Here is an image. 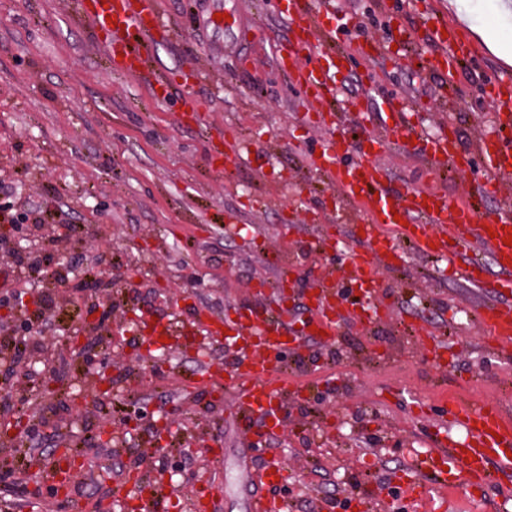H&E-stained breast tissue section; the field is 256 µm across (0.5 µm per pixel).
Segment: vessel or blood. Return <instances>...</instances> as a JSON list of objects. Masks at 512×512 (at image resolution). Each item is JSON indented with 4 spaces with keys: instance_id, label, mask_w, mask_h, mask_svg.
Returning <instances> with one entry per match:
<instances>
[{
    "instance_id": "vessel-or-blood-1",
    "label": "vessel or blood",
    "mask_w": 512,
    "mask_h": 512,
    "mask_svg": "<svg viewBox=\"0 0 512 512\" xmlns=\"http://www.w3.org/2000/svg\"><path fill=\"white\" fill-rule=\"evenodd\" d=\"M78 8L95 32L106 35L103 48L113 71L128 76L147 74L145 52L163 25L159 0H78ZM285 14L290 37L280 47L282 61L303 53L316 55L312 65L293 67L291 74L303 92L302 112L323 131L321 153L311 156L309 165L336 184L341 203L358 209L366 247L348 253L346 282L351 298L336 291L332 274H324L311 301L306 328L290 327L284 307H242L224 317L202 309L195 315L191 334L223 338L239 346L227 371L205 360L198 361L197 370L224 376L225 390L242 420L270 416L273 401L285 394L284 354L301 351L314 329L332 337L341 320L349 318L366 326L378 318L373 308L378 266L388 260L403 263L410 251L455 260L456 276L489 295L477 312V322L493 350L512 349V246L503 243L512 232V206L503 205L497 216L488 220L481 204L482 199L501 196L505 183L512 181V70H491L484 82L501 133L480 137L476 143L475 155L481 164L479 198L454 202L434 188L400 191L392 187L389 174L378 161L385 147L391 143L416 146L433 173L458 172L465 156L457 148L455 130L437 136L419 131L409 122L407 100L401 94L382 104L359 94L348 99L346 112L329 109V101L336 97L337 76L352 57L370 60L378 57L381 49L367 42L352 55L334 50L340 26L332 0H321L316 11L289 0ZM398 36L406 43L423 40L436 46L435 67L448 75L461 62L480 56L453 23L426 8L418 25L399 27ZM351 116L362 128V137L356 142L344 130ZM490 263L499 271L497 279L488 277L486 266ZM439 405L466 431L463 443L449 445L422 462L423 468L437 473L443 485L454 486L461 476L468 483L485 485L491 481L493 469L512 467V417L492 405L472 406L445 396Z\"/></svg>"
}]
</instances>
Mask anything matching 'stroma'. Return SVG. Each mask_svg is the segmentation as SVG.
<instances>
[{
  "label": "stroma",
  "instance_id": "stroma-1",
  "mask_svg": "<svg viewBox=\"0 0 512 512\" xmlns=\"http://www.w3.org/2000/svg\"><path fill=\"white\" fill-rule=\"evenodd\" d=\"M77 0H0V208L39 213L58 250L88 277L104 268L135 267L132 287L120 283L97 291L61 288L53 296V327L46 345L66 360L59 385L44 387L28 377L11 386V401L36 391L45 416L57 428L33 434L30 450L0 441V464L11 473L0 485V512H94L106 504L125 512L137 486L120 484L119 471L137 467L143 483L156 484L159 467L181 471L166 484V496L143 501L141 512H192L197 491L214 493L206 512H250L243 490L251 472L278 461L290 477L261 487L283 500L286 512H355L357 499L383 487L387 512H427L396 486L406 464L430 451L436 430L453 440L466 432L440 410L417 415L419 401L447 394L462 403L496 405L512 414V353L491 350L474 318L485 293L448 272L444 260L412 258L380 268L377 304L387 316L364 327L349 322L331 343L312 339L287 358L289 384L303 387L289 398L275 433L263 422L242 425L226 402L208 398V380L194 372L195 358L166 352L162 367L141 358L137 336L92 335L112 373V400L105 406L69 404L70 393L92 390L84 355L66 341L94 301L112 306L108 328L125 322L126 306L141 304L159 320L179 327L196 309L222 315L241 306L261 309L287 304L293 324L309 315L306 295L323 271H338L343 252L309 254L313 236L353 243L350 213H337L336 191L306 162L320 132L297 110L301 96L283 69L276 42L288 24L282 0H161L174 35L149 50L151 69L181 76L200 73L186 89L177 81L156 103L143 80L113 72L89 25L76 13ZM334 0L337 14L356 24L341 33L337 49L351 51L375 29L389 41L393 25L415 26L409 0ZM469 21H462L458 3ZM437 14L461 21L483 57L465 63L450 90L455 105L433 111L444 75L427 68L436 46L402 47L392 56L356 60L342 75L331 107L342 110L360 89L410 94L417 117L433 133L445 124L468 152L480 133L491 131V106L484 95L487 69L508 65L499 46H512V21L500 0H428ZM233 13L232 26L214 14ZM197 100L202 118L182 117L185 98ZM227 135L245 162L224 168L212 146ZM394 185L435 188L458 200L463 182L477 174L433 176L414 149L387 145L380 158ZM296 267L289 291L257 290L255 278H275L281 260ZM447 346V363H434L419 335ZM172 414L171 443L153 451L143 431L121 427L126 408ZM199 441L186 453L183 436ZM221 440L212 453L213 440ZM71 449L87 460L85 480L61 502L49 489L52 453ZM452 512H512V472L499 473L486 488L464 484L448 493Z\"/></svg>",
  "mask_w": 512,
  "mask_h": 512
}]
</instances>
